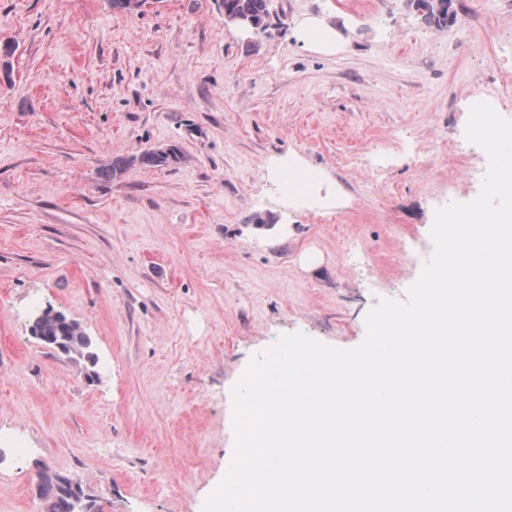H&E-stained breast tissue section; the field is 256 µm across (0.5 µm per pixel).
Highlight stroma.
Returning a JSON list of instances; mask_svg holds the SVG:
<instances>
[{
  "label": "stroma",
  "mask_w": 512,
  "mask_h": 512,
  "mask_svg": "<svg viewBox=\"0 0 512 512\" xmlns=\"http://www.w3.org/2000/svg\"><path fill=\"white\" fill-rule=\"evenodd\" d=\"M452 2L436 29L405 0H271L252 34L221 0H0V512H42L47 473L88 512H202L253 358L297 332L354 348L379 299L406 300L436 209L480 192L471 107L512 120V0ZM167 146L170 165L100 175ZM290 159L340 219L280 195ZM35 294L95 362L32 336Z\"/></svg>",
  "instance_id": "1"
}]
</instances>
